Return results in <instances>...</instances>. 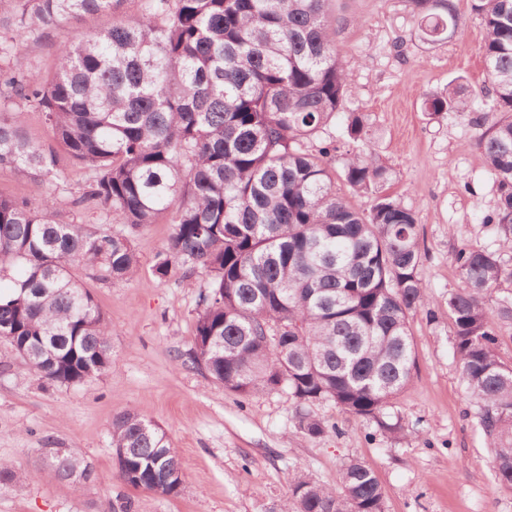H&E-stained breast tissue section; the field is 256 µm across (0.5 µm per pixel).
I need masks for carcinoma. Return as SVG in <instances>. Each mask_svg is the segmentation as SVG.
<instances>
[{
  "label": "carcinoma",
  "mask_w": 512,
  "mask_h": 512,
  "mask_svg": "<svg viewBox=\"0 0 512 512\" xmlns=\"http://www.w3.org/2000/svg\"><path fill=\"white\" fill-rule=\"evenodd\" d=\"M0 0V170L52 185L41 203L0 194V338L49 383L83 384L111 364L112 328L79 272L125 280L139 271L125 224L174 225L153 273L186 267L211 277L200 295L191 364L235 395L288 390L297 427L336 432L315 412L330 401L396 439L385 410L414 367L409 317L427 307L414 211L383 191L389 171L365 142L364 115L348 105L347 64L336 45L334 0ZM418 37L460 35L456 0H406ZM486 36L479 48L499 117L476 139L499 187L492 219L512 251V0H470ZM96 16L112 26L62 45L54 68L24 64L18 46ZM482 125L461 90L425 101ZM42 117L52 144L29 137L16 115ZM339 137L308 143L336 116ZM91 171L79 209L95 227L55 220L70 192L58 151ZM375 194L365 212L340 194ZM448 294L453 348L491 449L497 485L512 489V361L496 324L512 323V258L467 242L454 253ZM499 293L494 304L489 297ZM117 475L176 496L181 462L166 431L132 411L112 418ZM63 481L96 479L68 453ZM341 493L292 485L282 512H385L373 471L350 461Z\"/></svg>",
  "instance_id": "1"
}]
</instances>
